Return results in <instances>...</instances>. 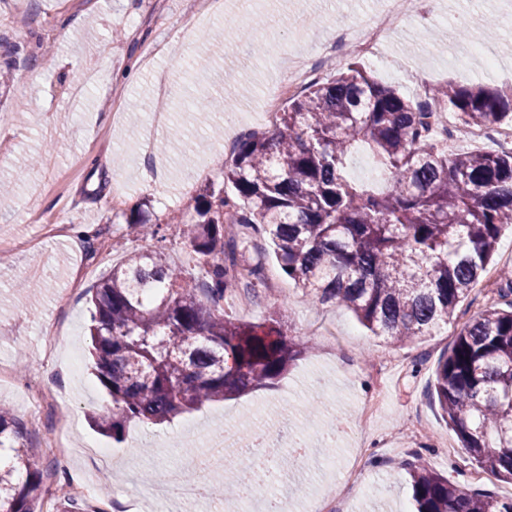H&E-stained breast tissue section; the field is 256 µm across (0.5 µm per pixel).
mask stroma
<instances>
[{
  "label": "stroma",
  "instance_id": "35a3bbf8",
  "mask_svg": "<svg viewBox=\"0 0 512 512\" xmlns=\"http://www.w3.org/2000/svg\"><path fill=\"white\" fill-rule=\"evenodd\" d=\"M429 0L446 18L424 26L419 15L396 23L380 61H366L375 79L420 99L426 87L464 81L512 88V8L508 0ZM240 16L223 8H200L199 0H0V63L11 62L14 81L0 99L7 118L0 122V181L14 194L0 204V237L13 238L0 250V361L14 377L0 388V405L27 419L30 383L61 390L72 410L61 428L71 454L52 457L44 480L46 499L58 486L75 481L101 483L99 503L140 495L142 512L170 472L192 471L191 461L209 456L210 438L225 428L249 440L260 425L266 445L255 455L233 460L239 472L273 464L271 451L293 439L307 443L308 467L279 482L288 512H300L304 497L334 499L335 512H413L412 490L403 469L413 456L467 489L512 497V483L478 479L477 468L456 435L450 434L432 394L434 371L462 324L484 308L478 293L464 299L447 327L397 346L361 326L344 307L301 300L291 280L263 288L258 302L235 297L224 310L258 322L283 308L284 328L310 347L274 388L236 396L169 423L127 424L121 441L95 431L91 413H105L111 397L92 374L85 335L90 322V290L112 264L134 251L153 249L117 218L142 199L158 215L192 203L207 183L219 182L225 140L246 130H265L260 112L264 95L288 78V64L271 58L272 42L289 56L316 62L324 44L347 25L365 26L382 9L380 0H244ZM494 18L498 35L472 55L468 42L448 36L458 14ZM29 36L26 50L14 52L18 31ZM139 63L134 79L124 71ZM96 74V90L80 105L69 92ZM244 88L222 113L186 111L202 95H222L225 83ZM89 224L107 228L109 260L94 253L95 238L68 239L46 233L47 225ZM27 281L48 283L35 303L17 302ZM63 324L59 360L43 361L47 324ZM334 331L328 343L325 331ZM321 398L320 417H308L306 399ZM373 398L372 428L361 417L364 398ZM333 421L342 439L334 472L320 470L326 454L323 421Z\"/></svg>",
  "mask_w": 512,
  "mask_h": 512
}]
</instances>
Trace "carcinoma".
Instances as JSON below:
<instances>
[{
  "instance_id": "1",
  "label": "carcinoma",
  "mask_w": 512,
  "mask_h": 512,
  "mask_svg": "<svg viewBox=\"0 0 512 512\" xmlns=\"http://www.w3.org/2000/svg\"><path fill=\"white\" fill-rule=\"evenodd\" d=\"M453 133L512 125V91L450 82L412 100L349 63L313 80L270 131L248 130L222 163V182L168 218L197 272L166 258L150 201L125 223L159 242L98 282L89 325L95 377L112 411L93 418L120 439L126 424H157L206 403L270 389L309 352L282 328L224 313L223 302L266 286L270 243L282 271L314 305L340 304L377 336L405 344L448 324L482 281L512 224V149L448 152ZM367 149L389 177L373 190L349 181L346 160ZM501 303L470 319L435 369L448 427L484 472L512 481V273ZM415 512H512V498L465 491L407 464ZM43 474L23 423L0 406V512H37Z\"/></svg>"
}]
</instances>
